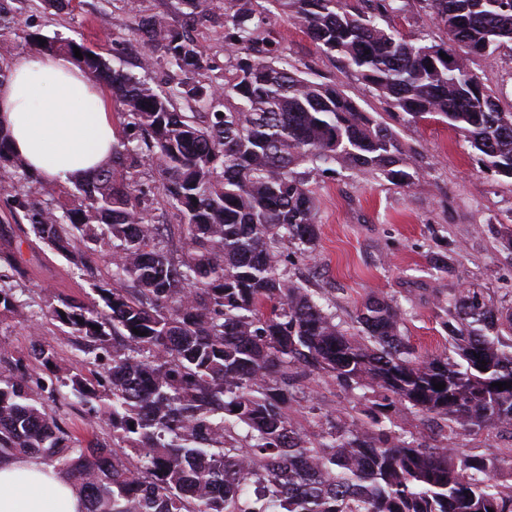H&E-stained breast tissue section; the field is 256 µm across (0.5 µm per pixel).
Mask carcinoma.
Instances as JSON below:
<instances>
[{
    "mask_svg": "<svg viewBox=\"0 0 512 512\" xmlns=\"http://www.w3.org/2000/svg\"><path fill=\"white\" fill-rule=\"evenodd\" d=\"M255 2L224 0L218 14L212 0H178L177 25L165 14L134 17L132 33L152 49L142 68L161 53V91L74 38L30 35L37 52L75 58L80 49L76 63L112 92L119 129L112 157L72 189L33 177L0 129L9 175L0 189L14 219L0 224V314L33 318L17 295L28 278L14 252L22 237L90 275L89 253L108 252L111 269L92 284V304L59 296L49 305L50 319L82 336L91 377L58 365L38 340L37 369L0 346V462L29 456L54 467L80 485L86 512H512L498 459L408 441L394 422L409 412L451 434L511 428L512 308L474 291L454 296L443 322L452 354L424 356L402 336L396 301L373 295L341 323L327 298L283 268L281 244L318 239L315 192L299 167L342 163L401 187L418 171L339 85L288 62ZM274 2L399 120L447 124L482 168L512 178V107L469 68L512 42V0H418L448 35L440 44L392 26L405 0ZM207 24L222 29V83L200 79L210 60L186 34ZM177 99L188 111H176ZM150 162L161 202L182 220L177 245L133 180ZM33 182L45 199L24 190ZM301 376L362 391L361 418L299 429ZM65 388L112 442L84 448L61 426L47 406Z\"/></svg>",
    "mask_w": 512,
    "mask_h": 512,
    "instance_id": "carcinoma-1",
    "label": "carcinoma"
}]
</instances>
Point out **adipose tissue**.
Instances as JSON below:
<instances>
[{
    "label": "adipose tissue",
    "instance_id": "adipose-tissue-1",
    "mask_svg": "<svg viewBox=\"0 0 512 512\" xmlns=\"http://www.w3.org/2000/svg\"><path fill=\"white\" fill-rule=\"evenodd\" d=\"M0 125L14 152L44 180L91 176L112 154L115 126L98 87L66 56L32 52L0 82ZM80 487L30 457L0 465V512H83Z\"/></svg>",
    "mask_w": 512,
    "mask_h": 512
}]
</instances>
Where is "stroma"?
I'll use <instances>...</instances> for the list:
<instances>
[{"mask_svg": "<svg viewBox=\"0 0 512 512\" xmlns=\"http://www.w3.org/2000/svg\"><path fill=\"white\" fill-rule=\"evenodd\" d=\"M7 2L13 22L0 30L7 60L30 53L29 34L81 35L91 49L119 58L125 70L162 88V66L142 69L146 50L130 25L137 13H172L173 0H74V10L66 13L44 7L41 0ZM257 5L269 11L270 29L291 63L313 80L341 85L363 109L386 122L405 147L419 153L418 175L403 188L378 175H356L341 164L331 173L309 170L319 236L311 247L283 244L289 276L321 289L342 322H351L371 295L397 301L407 312L402 334L423 354L448 349L439 300L470 290L483 293L495 306L512 307V250L501 243L512 229V179L482 171L468 140L448 125L434 120L409 125L391 116L387 104L342 59L324 53L270 0H257ZM470 67L502 106L512 105V43L501 45L491 58H472ZM437 252L447 257V272L431 268L429 259ZM17 257L28 266L24 298L34 308L47 307L58 295L82 303L93 299L89 281L62 257L40 253L26 240L18 243ZM36 340L55 349L61 366H84L78 338L68 328L47 318L30 324L0 316V344L15 356L27 357ZM303 391L308 405L339 425H350L359 415L334 379L307 380ZM55 410L63 427L82 441L109 435L94 412L75 398L57 402ZM447 442L462 453L503 459L512 453V430L462 432Z\"/></svg>", "mask_w": 512, "mask_h": 512, "instance_id": "obj_1", "label": "stroma"}]
</instances>
